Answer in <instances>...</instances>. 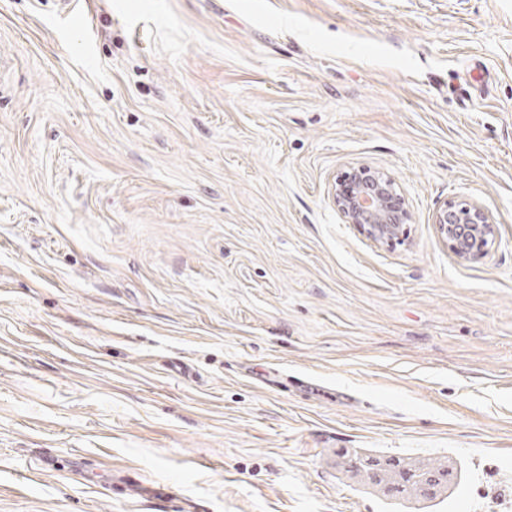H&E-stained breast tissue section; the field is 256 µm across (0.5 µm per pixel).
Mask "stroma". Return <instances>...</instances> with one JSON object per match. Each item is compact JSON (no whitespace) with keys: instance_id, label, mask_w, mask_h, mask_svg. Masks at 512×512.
<instances>
[{"instance_id":"35a3bbf8","label":"stroma","mask_w":512,"mask_h":512,"mask_svg":"<svg viewBox=\"0 0 512 512\" xmlns=\"http://www.w3.org/2000/svg\"><path fill=\"white\" fill-rule=\"evenodd\" d=\"M72 2L0 0V512H400L331 449L512 465V0ZM359 165L398 239L343 223ZM393 185L381 172L353 168L336 185L333 195L344 223L353 224L374 242L397 239L410 214ZM495 222L482 208L465 203L446 204L434 224L448 240L449 248L462 259L480 258L495 236Z\"/></svg>"}]
</instances>
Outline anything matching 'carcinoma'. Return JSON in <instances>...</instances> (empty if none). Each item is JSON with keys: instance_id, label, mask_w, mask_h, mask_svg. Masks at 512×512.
Wrapping results in <instances>:
<instances>
[{"instance_id": "cac0c4a2", "label": "carcinoma", "mask_w": 512, "mask_h": 512, "mask_svg": "<svg viewBox=\"0 0 512 512\" xmlns=\"http://www.w3.org/2000/svg\"><path fill=\"white\" fill-rule=\"evenodd\" d=\"M336 456L345 459L342 473L348 478L379 494L385 501L413 504L420 512H433V508L439 506L437 499L447 493L448 483L425 496L416 493L417 484L430 476H444L450 471L456 474L463 469L462 465L446 457H392L369 448H340L336 450ZM371 460L384 464L380 475L371 472L368 466Z\"/></svg>"}]
</instances>
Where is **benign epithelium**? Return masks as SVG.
Returning a JSON list of instances; mask_svg holds the SVG:
<instances>
[{"instance_id": "obj_1", "label": "benign epithelium", "mask_w": 512, "mask_h": 512, "mask_svg": "<svg viewBox=\"0 0 512 512\" xmlns=\"http://www.w3.org/2000/svg\"><path fill=\"white\" fill-rule=\"evenodd\" d=\"M333 200L344 223L356 226L374 242L398 238L410 217L393 181L368 167L352 169L336 185ZM434 223L462 259L482 257L495 236L493 219L475 205L447 204L436 213Z\"/></svg>"}]
</instances>
